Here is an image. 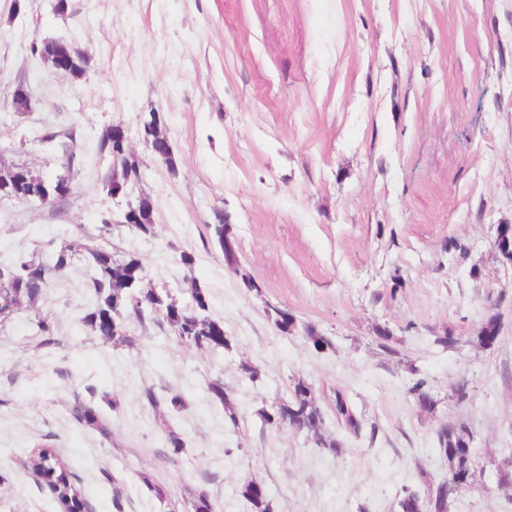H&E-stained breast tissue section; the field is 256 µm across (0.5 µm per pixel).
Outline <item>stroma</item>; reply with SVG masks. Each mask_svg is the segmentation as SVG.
<instances>
[{
	"instance_id": "obj_1",
	"label": "stroma",
	"mask_w": 512,
	"mask_h": 512,
	"mask_svg": "<svg viewBox=\"0 0 512 512\" xmlns=\"http://www.w3.org/2000/svg\"><path fill=\"white\" fill-rule=\"evenodd\" d=\"M24 2L15 15L0 0V169L62 172L68 142L75 193L58 208L0 197V253L66 240L76 254L32 311L0 322V512H60L25 471L40 443L79 473L96 512H112L115 477L127 483L126 512H184L201 488L217 512H249L248 479L273 512H400L406 491L447 479L435 443L445 422L470 427L476 456L451 512H512L500 477L512 460V268L493 249L498 225H512V0H69L63 18L54 0ZM53 38L84 50L85 76L31 55ZM19 92L30 106L14 105ZM153 112L176 169L141 136ZM112 123L128 130L141 171L133 193L151 199L157 229L115 227L113 252L137 255L151 285L178 295L196 278L230 351L180 344L164 321L132 323L131 346L83 324L82 252L117 208L96 152ZM218 211L242 274L211 236ZM182 250L192 271L174 259ZM268 303L295 316L293 331L268 321ZM492 312L500 335L483 348ZM40 317L54 345L40 346ZM308 325L330 347L315 349ZM444 334L454 346L437 344ZM214 379L234 417L207 394ZM298 379L325 414L319 434L258 415ZM420 380L433 410L417 402ZM175 393L186 408L173 415ZM340 393L359 434L336 423ZM88 398L106 432L73 418ZM166 418L184 442L175 457Z\"/></svg>"
}]
</instances>
